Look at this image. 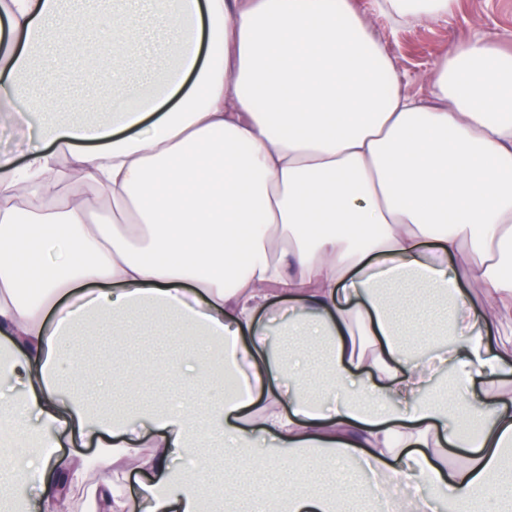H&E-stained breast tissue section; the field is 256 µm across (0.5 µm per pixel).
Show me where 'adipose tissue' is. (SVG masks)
<instances>
[{"label": "adipose tissue", "mask_w": 512, "mask_h": 512, "mask_svg": "<svg viewBox=\"0 0 512 512\" xmlns=\"http://www.w3.org/2000/svg\"><path fill=\"white\" fill-rule=\"evenodd\" d=\"M67 0L0 5V112L39 120L24 163L0 152V512H28L15 488L36 482L45 512L87 473L83 447L121 461L105 472L106 512H237L242 462L257 435L269 470L311 475L363 460L403 488L393 512H512V49L481 34L434 64L427 95L406 92L369 19L430 23L457 0H175L162 20L173 60L127 79L129 0H113L100 49ZM110 91L108 116L57 123L29 100L38 73L57 101L90 98L61 77L70 61ZM65 161L102 202L31 177ZM443 305L446 339L411 355L393 323L409 280ZM301 345L283 361L276 302ZM187 336L170 381L207 385L147 407L90 409L83 361L59 366L74 336L111 323ZM329 338L332 405L298 370L311 337ZM483 378L475 397L471 375ZM476 422L465 431L449 415ZM68 443L64 457L51 451ZM469 449L464 465L448 452ZM185 467L172 469V453ZM145 472L138 495L131 474ZM254 512H336L339 489L254 486Z\"/></svg>", "instance_id": "1"}]
</instances>
